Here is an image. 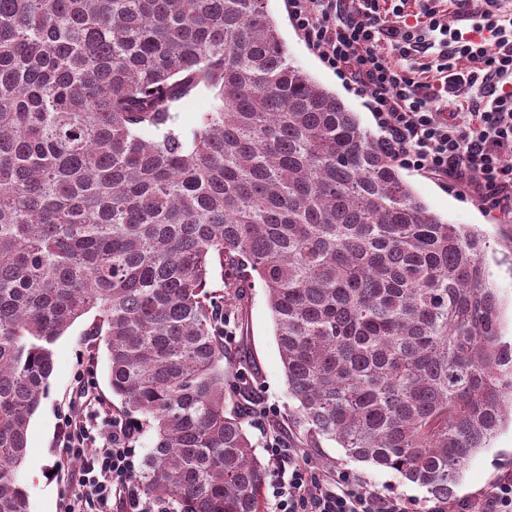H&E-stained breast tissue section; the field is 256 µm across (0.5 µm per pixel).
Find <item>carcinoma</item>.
<instances>
[{
	"label": "carcinoma",
	"instance_id": "1",
	"mask_svg": "<svg viewBox=\"0 0 512 512\" xmlns=\"http://www.w3.org/2000/svg\"><path fill=\"white\" fill-rule=\"evenodd\" d=\"M210 99L195 125L172 112ZM486 241L432 213L384 142L288 60L267 0H0V512L53 345L79 318L154 436L143 491L264 512L224 376L259 279L304 448L455 494L512 420Z\"/></svg>",
	"mask_w": 512,
	"mask_h": 512
}]
</instances>
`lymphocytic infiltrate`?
I'll list each match as a JSON object with an SVG mask.
<instances>
[{"label": "lymphocytic infiltrate", "instance_id": "1", "mask_svg": "<svg viewBox=\"0 0 512 512\" xmlns=\"http://www.w3.org/2000/svg\"><path fill=\"white\" fill-rule=\"evenodd\" d=\"M305 42L366 99L392 158L512 214V0H288ZM468 21L452 27L449 15ZM60 446L76 460L64 512H165L135 480L136 427L66 414ZM288 478L273 512H411L347 473L314 472L305 449L268 438Z\"/></svg>", "mask_w": 512, "mask_h": 512}]
</instances>
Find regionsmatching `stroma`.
I'll list each match as a JSON object with an SVG mask.
<instances>
[{
    "label": "stroma",
    "mask_w": 512,
    "mask_h": 512,
    "mask_svg": "<svg viewBox=\"0 0 512 512\" xmlns=\"http://www.w3.org/2000/svg\"><path fill=\"white\" fill-rule=\"evenodd\" d=\"M268 9L278 20L282 38L288 46V58L294 65L335 91L337 96L357 112L361 124L375 130L376 123L367 109L365 99L357 95L336 72L328 68L304 42L288 13V0H268ZM404 179L417 196L434 213L453 224L477 228L484 234L489 249L486 255L487 274L495 288L501 306V332L512 343V217L491 218L483 205L464 193L454 190L418 172L403 168ZM248 301L235 325L236 337L224 358V370L229 379L239 372L249 375L250 394L263 406L275 408V424L290 439L298 433L288 418L293 402L273 335L271 312L266 292L261 284L246 291ZM92 315L77 320L54 346L55 369L50 378L49 394L30 421L27 456L17 471L20 483L29 496L30 512H62L61 499L67 482L73 481L76 463L65 462L58 444L61 422L65 413L91 415L97 403L86 402L78 393L77 374L86 368L89 351H96L92 370V395L109 393V360L103 340L88 336ZM311 464L317 469L347 471L364 484L379 492L394 491L413 503L416 512H429L432 503L424 488L402 483L394 473L366 463L348 459L343 449L327 443L309 451ZM512 472V427L508 426L494 439L491 447L480 452L470 463L462 484L457 488L455 501L480 497L492 484Z\"/></svg>",
    "instance_id": "35a3bbf8"
}]
</instances>
